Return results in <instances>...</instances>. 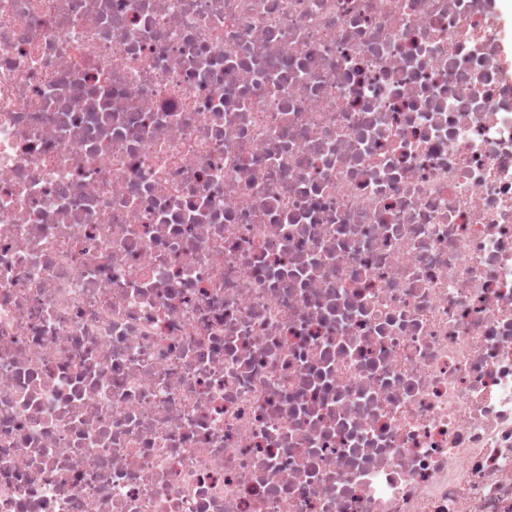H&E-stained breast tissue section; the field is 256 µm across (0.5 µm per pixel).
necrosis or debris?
<instances>
[{"label": "necrosis or debris", "mask_w": 512, "mask_h": 512, "mask_svg": "<svg viewBox=\"0 0 512 512\" xmlns=\"http://www.w3.org/2000/svg\"><path fill=\"white\" fill-rule=\"evenodd\" d=\"M0 512H512L495 0H0Z\"/></svg>", "instance_id": "1"}]
</instances>
